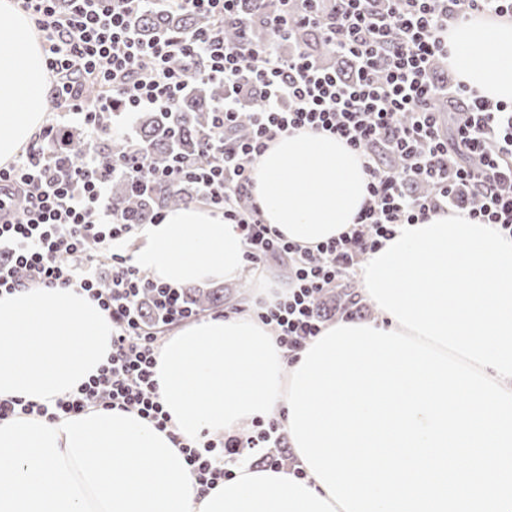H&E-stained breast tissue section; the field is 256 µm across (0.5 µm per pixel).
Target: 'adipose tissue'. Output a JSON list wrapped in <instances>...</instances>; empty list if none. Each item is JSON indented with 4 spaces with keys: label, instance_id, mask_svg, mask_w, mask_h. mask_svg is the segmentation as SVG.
Listing matches in <instances>:
<instances>
[{
    "label": "adipose tissue",
    "instance_id": "obj_1",
    "mask_svg": "<svg viewBox=\"0 0 512 512\" xmlns=\"http://www.w3.org/2000/svg\"><path fill=\"white\" fill-rule=\"evenodd\" d=\"M0 165L45 120L43 49L13 0H0ZM448 67L494 101H512V18L471 16L448 27ZM363 159L327 133L284 134L253 172L265 223L304 247L347 231L368 198ZM135 260L174 286L250 279L241 312L186 325L164 342L155 379L170 432L137 412L93 409L50 421L0 423V512H343L315 476L241 464L200 494L179 441L221 434L285 407L291 371L253 314L287 284L246 271L236 227L202 204L168 212L139 234Z\"/></svg>",
    "mask_w": 512,
    "mask_h": 512
}]
</instances>
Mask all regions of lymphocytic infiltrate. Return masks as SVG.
<instances>
[{"instance_id":"lymphocytic-infiltrate-1","label":"lymphocytic infiltrate","mask_w":512,"mask_h":512,"mask_svg":"<svg viewBox=\"0 0 512 512\" xmlns=\"http://www.w3.org/2000/svg\"><path fill=\"white\" fill-rule=\"evenodd\" d=\"M263 10L269 42H252L244 0H17L39 32L57 112L37 143L0 167V295L38 287L76 286L112 321V352L98 373L49 404L0 398V422L35 414L55 421L94 408L137 411L161 431L169 427L154 377L164 328L198 320L184 290L149 277L131 243L140 225L113 205L110 184L124 177L147 191L190 178L197 196L238 226L247 267L287 261L284 301L259 308L287 359L317 336L320 295L355 278L361 263L399 225L443 207L468 212L512 237V103L491 101L467 85L439 87L434 61L448 56L449 21L482 13L512 15V0H281ZM208 16L186 37L143 39L133 20L157 6ZM236 40H229L228 27ZM186 61L179 69L174 59ZM224 86L202 139L201 160L172 157L164 168L135 155L100 150L115 112L166 111L180 100L188 72ZM98 90L95 102L85 86ZM250 131L226 138L245 103ZM452 122L453 136L443 133ZM82 127L87 151L73 156L61 142ZM301 129L328 132L364 158L368 200L348 230L315 248L288 242L264 224L253 199L254 165L276 137ZM55 141L56 152L42 143ZM77 263H64V256ZM110 270L101 287L99 270ZM151 298L163 322H148ZM247 436L183 443L200 493L231 475L242 449L257 466L281 469L283 423L256 418Z\"/></svg>"}]
</instances>
